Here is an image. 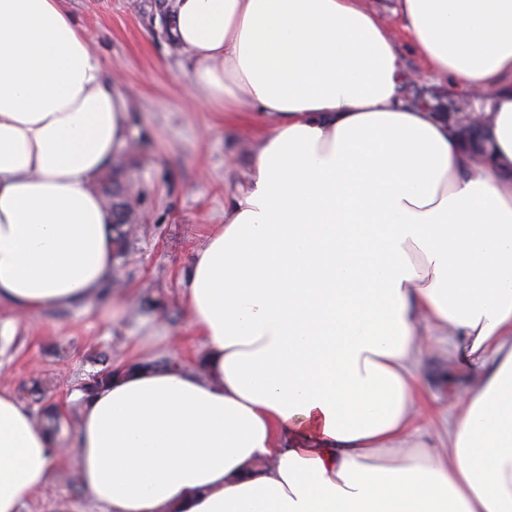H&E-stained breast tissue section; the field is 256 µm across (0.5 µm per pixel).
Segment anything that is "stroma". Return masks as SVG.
<instances>
[{
	"mask_svg": "<svg viewBox=\"0 0 512 512\" xmlns=\"http://www.w3.org/2000/svg\"><path fill=\"white\" fill-rule=\"evenodd\" d=\"M152 0H72L71 9L92 35L112 77L133 99L128 145L109 170L136 187V210L126 224L124 252L114 285L122 307L108 300L68 312L23 318L0 307V387L28 403L26 386L40 379L61 408L63 433L72 438L80 419L73 394L97 370L101 355L113 363L168 359L182 368L202 352L203 339L191 324L182 280L214 225L224 221V195L243 173L235 150L236 129L220 103L196 98L182 79L181 53L152 19ZM389 18L414 87L444 112L485 108L488 94H475L450 78L434 77L413 47L392 8L394 0H366ZM421 368L433 374L421 403L428 417L452 414L464 397L467 376L449 375L453 350L441 337H423ZM81 476L73 458L58 463L53 484L35 492L24 512H97L75 495Z\"/></svg>",
	"mask_w": 512,
	"mask_h": 512,
	"instance_id": "1",
	"label": "stroma"
}]
</instances>
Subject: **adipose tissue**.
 <instances>
[{"label": "adipose tissue", "mask_w": 512, "mask_h": 512, "mask_svg": "<svg viewBox=\"0 0 512 512\" xmlns=\"http://www.w3.org/2000/svg\"><path fill=\"white\" fill-rule=\"evenodd\" d=\"M70 0H0V304L96 300L116 270L95 188L131 103ZM196 96L253 131L184 281L194 368L80 395L99 512H512V0H397L432 73L495 93L490 153L402 96L361 0H172ZM470 383L441 442L415 410L423 323ZM64 450L0 388V512Z\"/></svg>", "instance_id": "adipose-tissue-1"}]
</instances>
